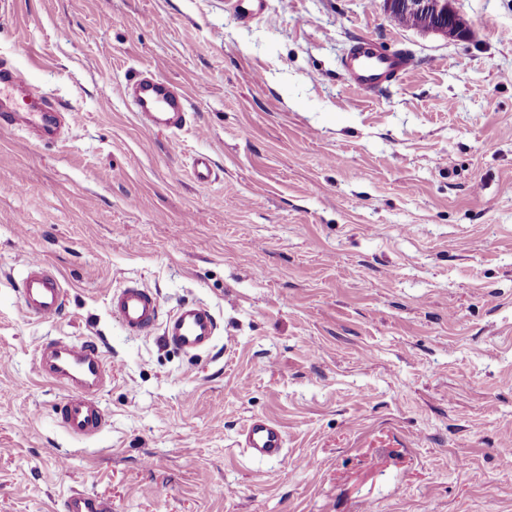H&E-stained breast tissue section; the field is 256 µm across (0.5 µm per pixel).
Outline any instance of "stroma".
<instances>
[{
  "label": "stroma",
  "instance_id": "1",
  "mask_svg": "<svg viewBox=\"0 0 512 512\" xmlns=\"http://www.w3.org/2000/svg\"><path fill=\"white\" fill-rule=\"evenodd\" d=\"M454 6L467 40L382 0H0V58L77 111L52 141L0 128V512H512V0ZM360 37L416 69L352 91ZM145 73L187 94L181 129L138 119ZM35 256L53 320L12 286ZM130 280L210 305L213 347L127 334ZM59 336L116 370L89 440L39 373ZM255 416L279 458L247 454ZM23 309L41 319H54L64 306L65 289L56 271L43 259L32 258L17 285ZM63 507L66 512H112L109 499L77 491L66 497Z\"/></svg>",
  "mask_w": 512,
  "mask_h": 512
}]
</instances>
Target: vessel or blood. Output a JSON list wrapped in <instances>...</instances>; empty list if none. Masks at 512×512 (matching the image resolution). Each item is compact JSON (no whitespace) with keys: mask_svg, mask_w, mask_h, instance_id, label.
<instances>
[{"mask_svg":"<svg viewBox=\"0 0 512 512\" xmlns=\"http://www.w3.org/2000/svg\"><path fill=\"white\" fill-rule=\"evenodd\" d=\"M341 66L355 90L374 92L408 75L415 61L410 55L385 50L375 39L362 37L345 53ZM7 91L22 96L34 126L42 128L45 134H53L46 99L31 92L21 69L1 62L0 95ZM132 95L144 125L165 130H177L185 125L187 100L169 83L148 75L133 87ZM17 294L23 309L42 319L58 317L64 306L63 283L56 271L40 258L27 262ZM110 306L129 334L142 336L156 331L165 343L187 353L207 350L218 333V320L209 305L185 303L164 315L156 291L142 284L112 293ZM38 352L42 375L66 391L56 412L58 425L73 439L94 438L104 426L97 394L114 375L104 351L92 342L57 337L42 343ZM284 444L281 428L265 418L253 419L245 432L246 448L254 458L279 456ZM63 507L65 512H112L109 499L77 491L66 497Z\"/></svg>","mask_w":512,"mask_h":512,"instance_id":"b4317fda","label":"vessel or blood"}]
</instances>
